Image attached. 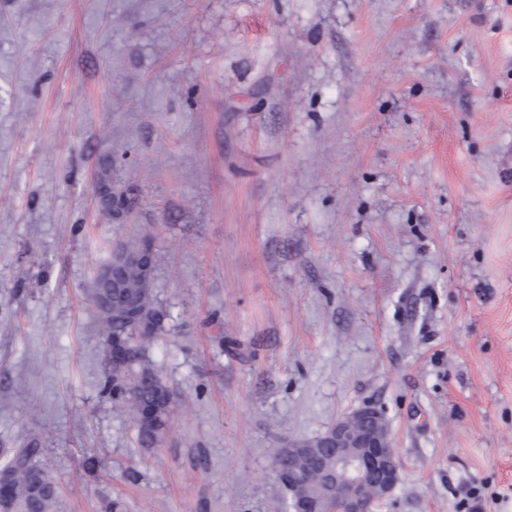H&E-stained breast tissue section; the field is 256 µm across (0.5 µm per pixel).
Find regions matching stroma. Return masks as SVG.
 <instances>
[{"mask_svg":"<svg viewBox=\"0 0 512 512\" xmlns=\"http://www.w3.org/2000/svg\"><path fill=\"white\" fill-rule=\"evenodd\" d=\"M146 229L153 448L83 291ZM367 403L378 512H512V0H0V461L53 512H285L275 448ZM42 448H17L0 469L8 476L12 512H51L57 498L56 486L40 464Z\"/></svg>","mask_w":512,"mask_h":512,"instance_id":"1","label":"stroma"}]
</instances>
